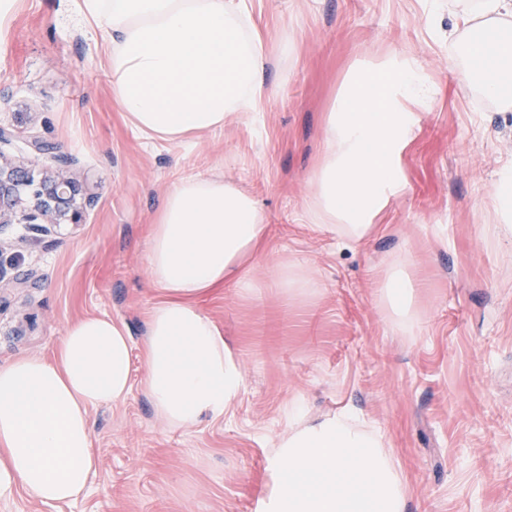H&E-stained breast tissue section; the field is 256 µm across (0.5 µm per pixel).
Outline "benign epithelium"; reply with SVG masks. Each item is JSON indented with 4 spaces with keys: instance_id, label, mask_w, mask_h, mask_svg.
<instances>
[{
    "instance_id": "7a95c632",
    "label": "benign epithelium",
    "mask_w": 512,
    "mask_h": 512,
    "mask_svg": "<svg viewBox=\"0 0 512 512\" xmlns=\"http://www.w3.org/2000/svg\"><path fill=\"white\" fill-rule=\"evenodd\" d=\"M32 149L55 162V168L35 178L24 163H0V228L13 223L17 206L28 201L30 213L26 223L41 232L65 221L81 222V212L75 206L82 187L65 171L68 159L55 154L54 146L46 141L31 142Z\"/></svg>"
}]
</instances>
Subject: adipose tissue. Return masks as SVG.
Segmentation results:
<instances>
[{
	"label": "adipose tissue",
	"instance_id": "obj_1",
	"mask_svg": "<svg viewBox=\"0 0 512 512\" xmlns=\"http://www.w3.org/2000/svg\"><path fill=\"white\" fill-rule=\"evenodd\" d=\"M102 31L112 99L148 139L184 144L250 115L267 96L271 62L249 0H73ZM448 42L463 83L483 78L500 111L512 112V0H448ZM435 85L412 57L384 53L352 66L324 118V149L309 180L304 218L358 244L378 233L405 185L402 159L419 128L417 107ZM255 201L223 177H186L166 192L148 237L150 283L162 297L148 313L142 381L155 415L174 429L222 418L243 380L224 334L200 300L233 283L255 293L252 261L266 249ZM378 298L404 333L418 319L404 260L390 263ZM132 338L109 317L68 325L51 356L0 364V500L25 492L59 505L96 474L92 413L131 391ZM269 512H404L407 488L385 435L348 409L317 420L293 413L271 455Z\"/></svg>",
	"mask_w": 512,
	"mask_h": 512
}]
</instances>
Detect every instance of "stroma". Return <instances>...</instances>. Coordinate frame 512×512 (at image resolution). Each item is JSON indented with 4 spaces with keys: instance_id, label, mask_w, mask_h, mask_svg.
Returning <instances> with one entry per match:
<instances>
[{
    "instance_id": "stroma-1",
    "label": "stroma",
    "mask_w": 512,
    "mask_h": 512,
    "mask_svg": "<svg viewBox=\"0 0 512 512\" xmlns=\"http://www.w3.org/2000/svg\"><path fill=\"white\" fill-rule=\"evenodd\" d=\"M268 46L295 37L299 56L273 61L256 119L173 145L141 137L112 100L104 35L65 0H19L0 28V127L35 175L50 161L39 138L71 159L80 224L50 235L21 219L0 230V364L48 356L73 321L108 316L131 332L132 390L92 413L98 472L73 502L25 493L0 512H261L273 488L272 448L294 409L314 418L347 408L381 428L404 474L405 512H512V231L492 237L499 173L512 166V112L461 88L448 57V10L432 0H252ZM418 59L435 81L403 157L405 193L379 233L349 245L304 221L323 123L368 52ZM223 175L258 202L268 247L259 290L204 297L243 375L224 417L174 429L142 389L144 326L158 293L147 233L168 188ZM405 253L419 324L393 331L377 282ZM296 261L319 280L286 295L276 270Z\"/></svg>"
}]
</instances>
